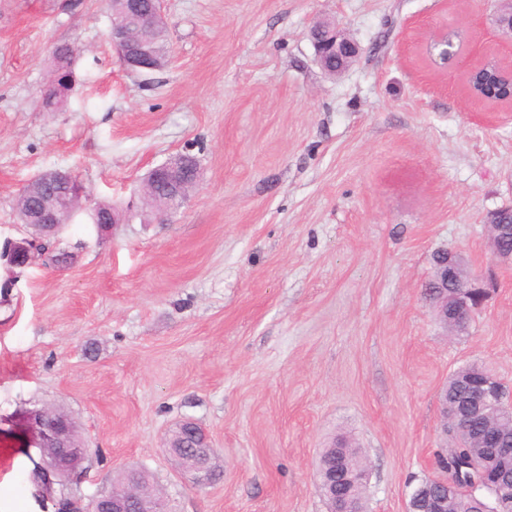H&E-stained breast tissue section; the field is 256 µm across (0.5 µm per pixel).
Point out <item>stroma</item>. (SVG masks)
<instances>
[{
    "instance_id": "35a3bbf8",
    "label": "stroma",
    "mask_w": 512,
    "mask_h": 512,
    "mask_svg": "<svg viewBox=\"0 0 512 512\" xmlns=\"http://www.w3.org/2000/svg\"><path fill=\"white\" fill-rule=\"evenodd\" d=\"M501 0H164L170 57L129 72L107 0H0V241L28 230L16 200L72 173L81 207L55 240L64 268L0 266V504L57 512L128 467L170 512H326L322 448L353 440L369 512H407L439 477L440 392L467 364L512 395V263L486 217L512 207V112L470 96L478 59L512 68ZM360 47L317 63L311 29ZM458 33L482 56L434 65L421 46ZM76 47L65 105L42 96L57 45ZM200 166L171 218L127 214L146 173ZM121 211L97 232L90 210ZM452 250L490 288L448 337L421 293ZM64 409L93 453L69 490L44 489L21 425ZM208 434L224 473L198 487L167 449L176 425Z\"/></svg>"
}]
</instances>
